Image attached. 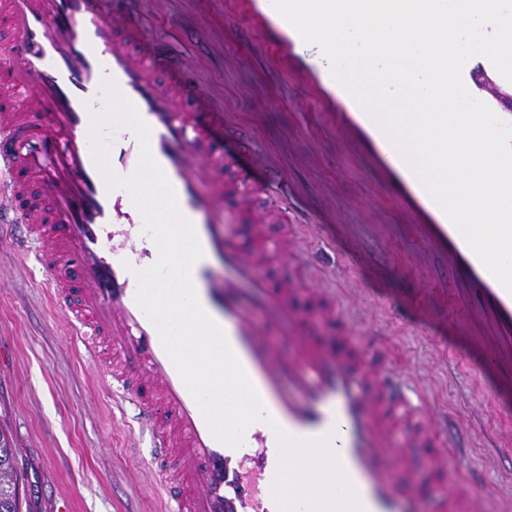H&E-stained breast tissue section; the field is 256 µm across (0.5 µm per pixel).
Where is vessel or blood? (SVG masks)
I'll use <instances>...</instances> for the list:
<instances>
[{"label":"vessel or blood","mask_w":512,"mask_h":512,"mask_svg":"<svg viewBox=\"0 0 512 512\" xmlns=\"http://www.w3.org/2000/svg\"><path fill=\"white\" fill-rule=\"evenodd\" d=\"M260 28L288 38L272 0H235ZM0 222L17 225L50 273L57 309L122 402L138 410L152 441L150 472L161 512H269L279 465L277 430L297 440L328 438L361 512H418L426 490L437 512H482L473 483L447 460L454 441L423 406L417 386L397 378L372 347L341 332L323 344L296 305L298 289L259 276L224 211V137L203 119V94L173 44L150 33L138 0H0ZM150 127V149L193 224L203 257L191 277L203 310L224 330L268 422L251 425L239 447L218 441L155 325L136 301L137 271L158 250L129 192L109 188L92 155V115L107 105L105 81ZM397 177L401 203L416 201L430 238L471 281L469 302L512 320V293L481 263L408 162L366 111L341 115ZM109 161L130 175L140 157L127 126L107 127ZM288 327L296 344L277 357L252 316ZM404 472L402 485L392 480Z\"/></svg>","instance_id":"b4317fda"}]
</instances>
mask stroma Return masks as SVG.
I'll return each instance as SVG.
<instances>
[{"label":"stroma","mask_w":512,"mask_h":512,"mask_svg":"<svg viewBox=\"0 0 512 512\" xmlns=\"http://www.w3.org/2000/svg\"><path fill=\"white\" fill-rule=\"evenodd\" d=\"M225 0H144L143 22L171 38L228 121L224 151L262 181L283 180L303 218L261 194L228 218L288 241L262 266L289 285L320 274L354 335L381 348L446 417L456 460L488 507L512 506V348L469 306L448 259L403 210L394 186L337 120L345 106L313 56L227 10ZM49 276L0 224V429L18 450L29 512H153L149 450L131 452L133 411L112 407L75 330L50 305Z\"/></svg>","instance_id":"1"}]
</instances>
